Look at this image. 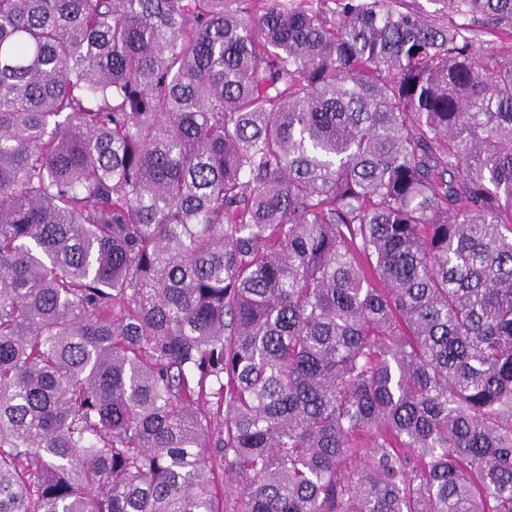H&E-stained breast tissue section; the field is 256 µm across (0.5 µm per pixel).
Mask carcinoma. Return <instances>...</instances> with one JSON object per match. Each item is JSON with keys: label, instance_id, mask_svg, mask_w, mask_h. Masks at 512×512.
Segmentation results:
<instances>
[{"label": "carcinoma", "instance_id": "cac0c4a2", "mask_svg": "<svg viewBox=\"0 0 512 512\" xmlns=\"http://www.w3.org/2000/svg\"><path fill=\"white\" fill-rule=\"evenodd\" d=\"M0 0V512H512V0Z\"/></svg>", "mask_w": 512, "mask_h": 512}]
</instances>
